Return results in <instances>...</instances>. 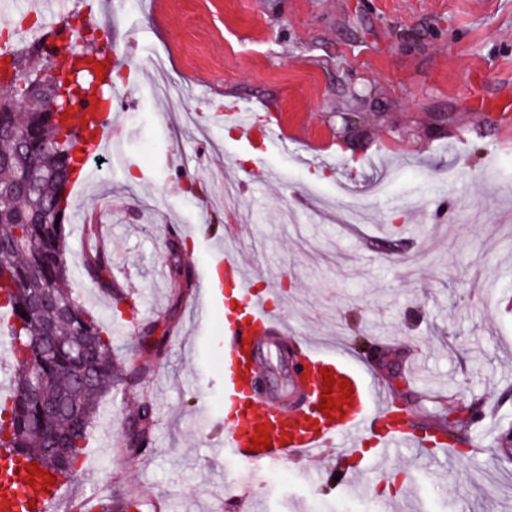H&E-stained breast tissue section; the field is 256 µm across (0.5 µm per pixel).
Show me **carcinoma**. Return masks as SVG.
<instances>
[{
  "label": "carcinoma",
  "instance_id": "cac0c4a2",
  "mask_svg": "<svg viewBox=\"0 0 512 512\" xmlns=\"http://www.w3.org/2000/svg\"><path fill=\"white\" fill-rule=\"evenodd\" d=\"M18 80L37 72H51L55 58L30 52L13 57ZM59 124L47 112L27 104L17 86L0 99V291L12 308L13 320L5 335L15 344L13 392L0 396V431L10 429L8 442L0 441L10 461L20 457L37 461L52 476L67 480L78 472L76 463L85 448L87 431L97 410V399L112 387L136 386L144 368L115 352L112 333L64 287L69 274L65 257L67 214L71 205L68 186L76 181L80 140L61 138ZM36 176L31 193L18 188L24 169ZM86 275L113 300L114 308L129 295L111 285L112 256L92 250L84 256ZM177 292L171 300L176 312L188 287L189 269L171 268ZM27 316H21V313ZM52 330L56 348L44 354L32 344ZM442 414L434 428L452 437L463 420L450 414V399L436 395ZM154 421L152 406L143 402L128 419L119 447L137 456L150 445ZM127 501L94 497L71 500L68 512H127Z\"/></svg>",
  "mask_w": 512,
  "mask_h": 512
}]
</instances>
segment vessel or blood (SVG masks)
Here are the masks:
<instances>
[{"label":"vessel or blood","mask_w":512,"mask_h":512,"mask_svg":"<svg viewBox=\"0 0 512 512\" xmlns=\"http://www.w3.org/2000/svg\"><path fill=\"white\" fill-rule=\"evenodd\" d=\"M82 118L94 128V136L83 145L85 168L83 179H91L93 162L100 160L112 144L108 118L87 107ZM278 114L255 113L229 109L224 114V125L239 137L252 139L256 132L275 135L279 126ZM232 244L216 247L210 260L211 281L205 289V298L196 308L198 320H205L214 300L216 278H232L236 284V301L241 306V317L226 320L224 324V354L237 358L241 347L264 353L269 345V334H287L288 322L274 313L267 301L257 295L251 279L236 258ZM310 361L316 373L311 380L295 378L294 387L301 399L300 405L278 402L274 393L252 394L253 379L264 374L262 365H254L250 375L231 371L224 376V404L230 414L216 422L225 450L235 454L243 463L244 473L271 463H282L291 458L311 459L323 456L326 449L351 450L372 429L375 422L391 418L398 402L384 394L381 385L366 381L350 362L334 352L311 347ZM330 370L337 381L331 397L338 400L340 413L325 414L320 409L324 388L322 370ZM266 429L270 447L254 448L252 440L259 429ZM412 435L400 427L386 428L379 441L377 453L386 457L399 454L410 447ZM27 470L0 482V512H52L61 495L59 482L36 478L26 484Z\"/></svg>","instance_id":"1"}]
</instances>
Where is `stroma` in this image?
<instances>
[{"label":"stroma","instance_id":"obj_1","mask_svg":"<svg viewBox=\"0 0 512 512\" xmlns=\"http://www.w3.org/2000/svg\"><path fill=\"white\" fill-rule=\"evenodd\" d=\"M24 2L62 47L162 57L180 90L116 82L126 162L97 164L72 191L83 211L112 192L110 277L142 300L112 344L151 369L136 392L102 397L58 512L92 494L162 498L167 512H512V461L499 446L512 426V124L498 118L512 113V0H137L132 13L84 0L76 33L49 0ZM218 89L226 102L279 113L276 137L235 139L210 106ZM187 108L199 109L197 125L184 122ZM256 157L271 178L239 186L240 224L224 209V184ZM380 181L389 204L370 200L363 222L343 223ZM68 230L69 287L112 324L111 297L81 266L85 227ZM175 234L192 286L157 362L141 328L170 315ZM227 235L255 288L273 289L272 306L303 327L297 343H328L359 363L397 397L408 431L432 427L435 394L484 401L453 457L428 444L378 463L359 454V476L342 488L332 450L283 463L284 479L228 505L237 460L193 424L202 408L224 414V307L198 323L189 316L211 244ZM375 345L396 349L393 371L379 369ZM144 401L151 445L130 458L115 436Z\"/></svg>","mask_w":512,"mask_h":512}]
</instances>
